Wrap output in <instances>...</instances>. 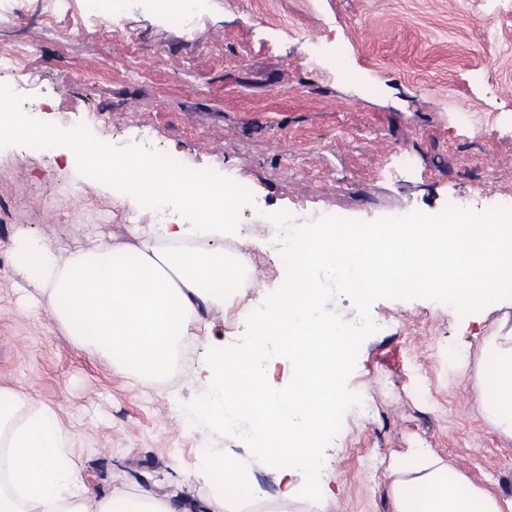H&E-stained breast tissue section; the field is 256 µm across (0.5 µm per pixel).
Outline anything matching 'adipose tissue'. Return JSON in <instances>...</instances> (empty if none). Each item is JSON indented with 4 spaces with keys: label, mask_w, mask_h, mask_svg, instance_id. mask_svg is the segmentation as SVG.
<instances>
[{
    "label": "adipose tissue",
    "mask_w": 512,
    "mask_h": 512,
    "mask_svg": "<svg viewBox=\"0 0 512 512\" xmlns=\"http://www.w3.org/2000/svg\"><path fill=\"white\" fill-rule=\"evenodd\" d=\"M109 170L136 184L177 188L184 222L160 225L149 235L133 222L125 227L126 241L63 258L21 234L12 248L14 268L78 347L152 382L172 369L186 338L210 335L209 315L224 310L225 281L246 279L239 253L224 248L225 239L238 241L242 234L231 185L215 184L205 192L137 161L117 162ZM204 204L221 213L199 224L194 216ZM29 405L23 393L0 387V512H187L169 494H92L77 475L57 414ZM205 469L225 486L202 512H242L245 505L265 503L252 472L220 459ZM386 495L391 512H512V497L471 483L419 448L390 466Z\"/></svg>",
    "instance_id": "obj_1"
}]
</instances>
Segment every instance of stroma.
<instances>
[{
  "mask_svg": "<svg viewBox=\"0 0 512 512\" xmlns=\"http://www.w3.org/2000/svg\"><path fill=\"white\" fill-rule=\"evenodd\" d=\"M41 0L22 18L0 16V44L29 42L27 64L42 119L84 125L96 138L149 147L248 186L241 226L255 290L226 291L211 335L189 341L172 370L139 384L79 349L20 290L11 246L27 234L60 256L124 240L108 186L82 175L65 147L0 149V386L54 409L69 431L80 479L167 493L195 503L213 492L203 452L248 462L269 494L271 475L245 443L190 422L205 391L209 349L240 340V312L286 276L269 213L296 222L336 213L374 220L441 212L451 201L485 210L512 191V0H216L194 36L169 27L142 0H123L131 35L79 38L80 9L46 21ZM414 158L397 169L400 152ZM379 330L347 379L361 403L325 451L320 503L284 512H391L387 466L409 448L443 456L472 482L512 496V441L477 410L472 375L494 313L461 316L429 300L380 299ZM426 399H419V392Z\"/></svg>",
  "mask_w": 512,
  "mask_h": 512,
  "instance_id": "stroma-1",
  "label": "stroma"
}]
</instances>
